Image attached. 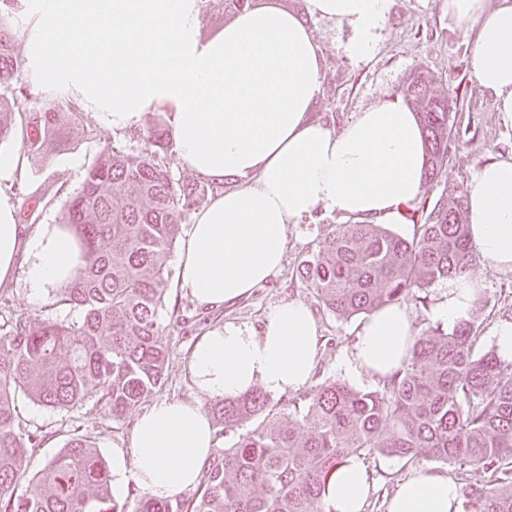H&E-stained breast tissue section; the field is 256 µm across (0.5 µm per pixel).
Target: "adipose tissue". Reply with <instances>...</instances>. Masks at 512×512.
Listing matches in <instances>:
<instances>
[{
	"mask_svg": "<svg viewBox=\"0 0 512 512\" xmlns=\"http://www.w3.org/2000/svg\"><path fill=\"white\" fill-rule=\"evenodd\" d=\"M310 15L347 24L354 58L371 57L389 0H306ZM12 13L25 32L31 82L62 92L112 131L145 115L171 114L178 159L238 188L198 211L178 254L179 286L204 308L249 296L283 266L288 227L323 209L370 224H399L421 193L425 143L414 112L395 95L356 113L341 131L310 121L322 92V54L304 21L285 10L244 9L202 37L200 0H18ZM473 42L471 73L495 96L512 125V0H448ZM470 241L489 265L512 271V156L478 168L467 190ZM25 263V286L37 300L75 278L80 250L58 225L29 229L0 195V284ZM479 283L452 279L437 307L455 325ZM319 328L309 306L276 305L262 328L225 322L196 341L188 359L190 399L160 400L138 415L112 471V491L134 481L166 499L198 485L215 446L204 400L235 398L254 388L297 392L310 382ZM409 312L380 308L354 346V370L380 378L412 351ZM370 483L362 460L348 456L325 489V512H363ZM459 483L421 466L400 482L388 512H465Z\"/></svg>",
	"mask_w": 512,
	"mask_h": 512,
	"instance_id": "adipose-tissue-1",
	"label": "adipose tissue"
}]
</instances>
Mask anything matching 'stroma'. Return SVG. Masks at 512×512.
I'll return each instance as SVG.
<instances>
[{
	"mask_svg": "<svg viewBox=\"0 0 512 512\" xmlns=\"http://www.w3.org/2000/svg\"><path fill=\"white\" fill-rule=\"evenodd\" d=\"M258 3L303 17L312 30L323 56V91L309 112L312 119L332 130L342 129L355 113L395 95L397 88L417 75L431 79L439 92H452L449 162L438 181L424 183L420 201L435 204L444 187L467 188L473 171L485 161L512 156V128L501 123L493 93L481 88L472 77L469 70L472 46L463 37L456 19L449 16L447 0H390L377 52L368 60L348 57L344 46L352 35L351 28L328 18L309 16L305 0H258ZM108 142L134 150L142 145L132 132L111 131L94 113L81 111L77 122L70 126L64 145L39 160L29 161L20 183L0 182V192L8 195L16 207L18 222L32 227L60 224L66 200L79 189L85 169ZM346 221V216L319 210L300 223L289 225L288 250L281 271L247 299L222 309L201 310L178 284H171L159 313L164 338L170 345L167 377L160 398L191 397L188 355L195 340L213 324L231 321L261 325L276 304L291 297L308 304L319 324L321 337L313 385L340 380L360 389H376L377 378L355 372L349 364L363 316L348 320L334 317L319 305L310 288L296 275L297 266L312 253L326 226ZM470 274L481 282V295L487 301L475 347L481 353L494 345L495 323L506 318L512 320V272L497 270L479 260L471 267ZM24 278L25 270L20 267L11 282L0 285V301L6 302L14 314L24 317L56 314L69 318V309L56 304V289H49L43 299H30ZM175 306L192 316V323H175L171 316ZM16 406L22 431L44 437L41 447L33 453V463L37 466L50 459L74 430L96 443L107 459H114L139 415L133 409L115 420L91 402L60 412L34 403L21 392L16 395ZM367 465L374 490L365 512H387L388 497L416 463L404 458L373 456Z\"/></svg>",
	"mask_w": 512,
	"mask_h": 512,
	"instance_id": "35a3bbf8",
	"label": "stroma"
}]
</instances>
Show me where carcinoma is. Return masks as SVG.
Masks as SVG:
<instances>
[{
	"label": "carcinoma",
	"mask_w": 512,
	"mask_h": 512,
	"mask_svg": "<svg viewBox=\"0 0 512 512\" xmlns=\"http://www.w3.org/2000/svg\"><path fill=\"white\" fill-rule=\"evenodd\" d=\"M15 37L0 14V143L19 130L37 159L65 141L78 111L73 102L64 112L21 108L29 94L14 80ZM398 95L418 105L424 174L433 182L448 163L451 97L419 76ZM141 139L138 150L105 144L64 204L62 223L80 244L83 265L59 288L57 304L78 317L0 314V512H324L331 472L350 454L457 464L468 475V512H512V362L495 349L474 351L482 300L452 331L416 336L409 360L375 390L335 380L294 410L275 408L258 389L215 403L217 434L257 425L204 463L191 498L157 500L133 487L118 503L108 461L78 433L34 468L41 440L17 431L16 392L59 411L93 400L117 420L165 382L166 258L206 186L176 179L165 114ZM443 192L445 200L420 210L410 239L384 224L327 225L298 279L347 320L467 274L475 252L463 195L449 186Z\"/></svg>",
	"instance_id": "obj_1"
}]
</instances>
